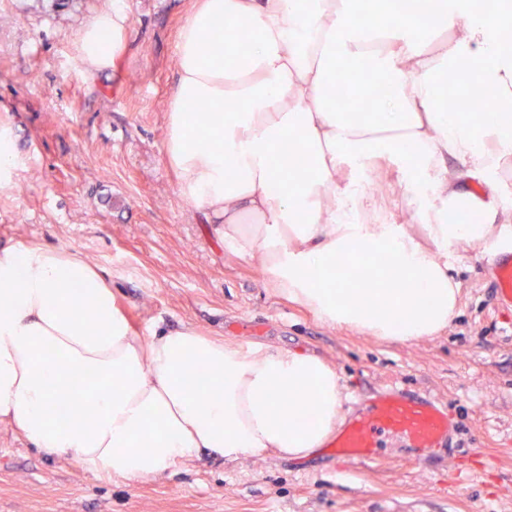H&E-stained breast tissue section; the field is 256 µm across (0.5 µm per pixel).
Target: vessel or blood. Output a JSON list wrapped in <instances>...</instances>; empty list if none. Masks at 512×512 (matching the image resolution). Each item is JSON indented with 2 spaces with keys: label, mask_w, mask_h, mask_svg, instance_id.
Wrapping results in <instances>:
<instances>
[{
  "label": "vessel or blood",
  "mask_w": 512,
  "mask_h": 512,
  "mask_svg": "<svg viewBox=\"0 0 512 512\" xmlns=\"http://www.w3.org/2000/svg\"><path fill=\"white\" fill-rule=\"evenodd\" d=\"M495 273L499 300L512 308V252L497 255ZM452 429L447 404L429 392L410 393L392 384L349 417L332 440L331 453L339 462L370 464L388 440L425 452L445 447Z\"/></svg>",
  "instance_id": "obj_1"
}]
</instances>
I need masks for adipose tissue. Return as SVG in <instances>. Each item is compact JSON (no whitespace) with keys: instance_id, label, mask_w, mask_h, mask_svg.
<instances>
[{"instance_id":"obj_1","label":"adipose tissue","mask_w":512,"mask_h":512,"mask_svg":"<svg viewBox=\"0 0 512 512\" xmlns=\"http://www.w3.org/2000/svg\"><path fill=\"white\" fill-rule=\"evenodd\" d=\"M128 26L113 0L81 38L89 69L115 66ZM511 27L512 7L478 18L471 0H411L403 11L392 0H196L166 102V158L182 197L323 323L401 341L438 334L458 305L449 254L512 241V207L499 204V171L512 165V46L502 40ZM365 62L391 93L351 120L327 88ZM451 71L468 92H493L491 121L475 126L445 109ZM227 98L238 109L195 127L192 102ZM384 167L411 187L422 235L363 220L366 175ZM462 209L478 222L454 221ZM376 253L391 263L375 287L332 280L337 259L359 265ZM63 398L89 402L86 422H57ZM343 400L335 369L313 355L241 349L193 327L142 338L79 254L39 245L0 254V426L47 456L132 481L205 451L229 462L304 457L335 435Z\"/></svg>"}]
</instances>
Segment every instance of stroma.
I'll return each instance as SVG.
<instances>
[{
  "label": "stroma",
  "instance_id": "obj_1",
  "mask_svg": "<svg viewBox=\"0 0 512 512\" xmlns=\"http://www.w3.org/2000/svg\"><path fill=\"white\" fill-rule=\"evenodd\" d=\"M127 50L89 73L77 42L112 0H0V126L15 165L0 175V250L80 253L143 336L191 325L242 348L318 356L344 408L396 383L447 403L449 448H389L346 468L204 454L139 483L30 448L0 426V512H512V309L482 244L449 256L458 309L438 335L383 339L329 326L225 247L219 225L181 196L165 145L178 31L194 0H125Z\"/></svg>",
  "mask_w": 512,
  "mask_h": 512
}]
</instances>
